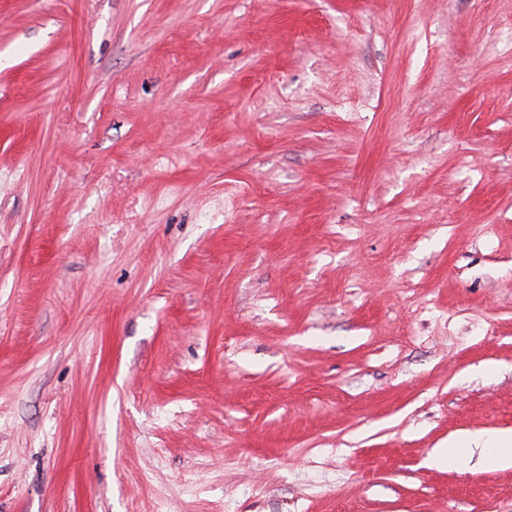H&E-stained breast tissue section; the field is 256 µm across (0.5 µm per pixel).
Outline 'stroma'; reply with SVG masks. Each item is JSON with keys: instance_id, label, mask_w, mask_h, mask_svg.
Wrapping results in <instances>:
<instances>
[{"instance_id": "obj_1", "label": "stroma", "mask_w": 512, "mask_h": 512, "mask_svg": "<svg viewBox=\"0 0 512 512\" xmlns=\"http://www.w3.org/2000/svg\"><path fill=\"white\" fill-rule=\"evenodd\" d=\"M512 0H0V512H512ZM482 444L483 448H491L489 461L492 464H502L511 461L512 464V433H477L448 443V448H438L432 457L437 466H455L462 455L463 448Z\"/></svg>"}]
</instances>
